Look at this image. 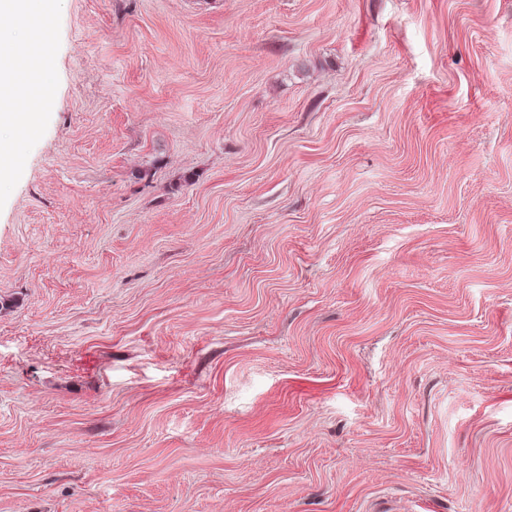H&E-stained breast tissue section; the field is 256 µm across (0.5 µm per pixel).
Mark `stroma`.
Returning <instances> with one entry per match:
<instances>
[{"mask_svg":"<svg viewBox=\"0 0 512 512\" xmlns=\"http://www.w3.org/2000/svg\"><path fill=\"white\" fill-rule=\"evenodd\" d=\"M0 182V512H512V0H57Z\"/></svg>","mask_w":512,"mask_h":512,"instance_id":"stroma-1","label":"stroma"}]
</instances>
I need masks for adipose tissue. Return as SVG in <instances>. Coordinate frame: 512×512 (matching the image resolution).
<instances>
[{
  "mask_svg": "<svg viewBox=\"0 0 512 512\" xmlns=\"http://www.w3.org/2000/svg\"><path fill=\"white\" fill-rule=\"evenodd\" d=\"M51 43L43 27L31 28L24 38L0 29V127H27L31 118L17 110L16 93L21 78L40 83L41 73L49 69Z\"/></svg>",
  "mask_w": 512,
  "mask_h": 512,
  "instance_id": "1",
  "label": "adipose tissue"
}]
</instances>
